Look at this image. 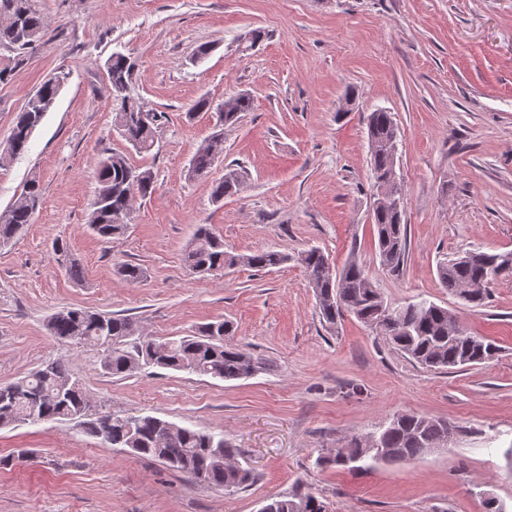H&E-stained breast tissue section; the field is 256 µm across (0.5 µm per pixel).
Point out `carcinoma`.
<instances>
[{"label":"carcinoma","instance_id":"cac0c4a2","mask_svg":"<svg viewBox=\"0 0 512 512\" xmlns=\"http://www.w3.org/2000/svg\"><path fill=\"white\" fill-rule=\"evenodd\" d=\"M17 13L21 27L0 22V47L27 54L45 35L47 22L40 0H0V14ZM112 86L114 122L121 136L136 152L151 150L155 142L157 114L130 94V83L136 64L122 53H114L105 63ZM64 84L44 81L16 112L6 146L0 150V163L25 155L34 131L53 107ZM251 99L238 94L224 100L218 111L219 124L199 147L190 162L189 174L207 175L215 161L224 153V142L216 137L224 126L233 125L240 114L249 111ZM398 138V128L391 113L376 110L368 116V141L376 193L394 179L395 159L388 144ZM98 191L89 214V228L100 239L110 242L124 234L132 201L152 196L156 184L152 172L129 162L122 153H110L99 159ZM241 174L230 169L224 179L213 184L216 203L236 193ZM42 199V189L33 181L24 186L22 194L0 213V245L8 244L27 224ZM376 230V249L380 264L392 274L400 273L407 256V226L404 206L389 205L372 210ZM493 254L471 251L439 264L441 285L452 295H459L464 286L476 294V305L484 304L489 277L486 259ZM292 257L279 250H266L236 255L224 249V240L206 224L197 226L183 254L190 273L205 276L223 272L237 265L258 270L280 267ZM311 288L318 300L320 316L332 327L347 315L355 317L376 335L394 346L414 362L427 369H456L476 366L494 358L495 343L484 336L464 333L448 337V325L456 319L448 308L427 299L409 302L386 315L389 307L383 295L361 265L354 259L340 268L331 263L320 249L311 247L298 254ZM47 328L59 340L102 351L100 365L106 373L122 376L144 366L187 371L220 381H236L251 377L250 361L258 372L270 364L233 344L232 325L226 320L208 323L198 335L156 343L143 336L134 319L103 314L87 309L67 308L53 313ZM50 372L40 368L7 385L8 399L0 398V428L16 423L39 424L66 418L79 420L84 432L114 448H124L137 457L151 459L186 475L195 483L236 492L250 487L256 475L240 469L233 461L241 449L224 439V434L210 430L181 427L153 415L127 413L104 414L90 419L88 397L80 380L65 365L49 363ZM448 421L418 413L394 416L367 440L352 439L343 448L321 453L315 460L319 468L336 467L347 470L370 468L379 462L409 463L437 450L450 438ZM264 512H327V506L311 491L298 486L285 495L271 497L262 505Z\"/></svg>","mask_w":512,"mask_h":512}]
</instances>
